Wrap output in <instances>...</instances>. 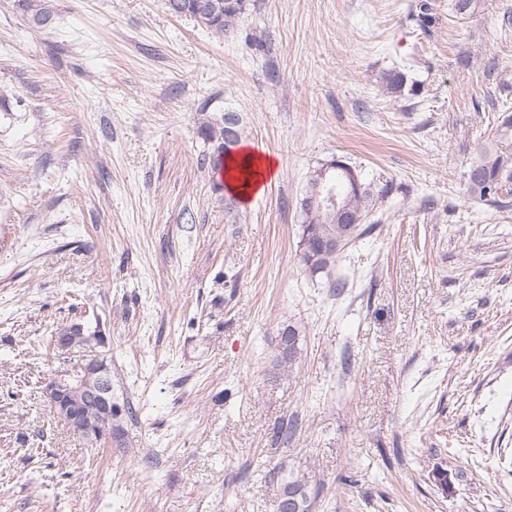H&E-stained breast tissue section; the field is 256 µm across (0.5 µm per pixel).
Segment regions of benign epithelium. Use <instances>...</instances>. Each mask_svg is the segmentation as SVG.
<instances>
[{"instance_id":"7a95c632","label":"benign epithelium","mask_w":512,"mask_h":512,"mask_svg":"<svg viewBox=\"0 0 512 512\" xmlns=\"http://www.w3.org/2000/svg\"><path fill=\"white\" fill-rule=\"evenodd\" d=\"M90 345L104 341L101 329L82 322H68L58 326L52 335V347L65 354L72 350L76 339ZM43 393L53 414L66 420L71 430L83 431V411L80 407H94L101 419L88 429L100 441L112 444V381L107 366L100 357H91L72 363L43 383Z\"/></svg>"}]
</instances>
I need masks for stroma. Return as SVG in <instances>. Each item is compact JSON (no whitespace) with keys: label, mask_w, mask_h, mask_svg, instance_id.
I'll use <instances>...</instances> for the list:
<instances>
[{"label":"stroma","mask_w":512,"mask_h":512,"mask_svg":"<svg viewBox=\"0 0 512 512\" xmlns=\"http://www.w3.org/2000/svg\"><path fill=\"white\" fill-rule=\"evenodd\" d=\"M415 2L248 0L219 38L164 0H55L46 30L0 0V512H275L296 478L316 512H512V206L464 180L512 103V0H433L426 31ZM227 110L275 162L234 223L198 135ZM335 157L375 229L313 276ZM82 317L136 409L100 450L42 392ZM82 338L90 345L104 341L100 328H91L82 322H68L58 326L52 335V347L55 351L66 354L72 350L76 339ZM288 334L287 336L282 331L280 336V341L278 343V353L275 356L274 367H282L283 365L288 364V366H292L293 361L298 353V336L299 330L292 325H288V328L284 329Z\"/></svg>","instance_id":"stroma-1"}]
</instances>
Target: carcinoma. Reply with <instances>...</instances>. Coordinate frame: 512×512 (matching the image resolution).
Returning a JSON list of instances; mask_svg holds the SVG:
<instances>
[{
  "label": "carcinoma",
  "mask_w": 512,
  "mask_h": 512,
  "mask_svg": "<svg viewBox=\"0 0 512 512\" xmlns=\"http://www.w3.org/2000/svg\"><path fill=\"white\" fill-rule=\"evenodd\" d=\"M167 10L175 16L193 19L210 32L222 36L234 31L247 0H165ZM29 24L45 29L55 16L53 0H21ZM198 134L212 152L231 156L224 150L225 120L210 118L202 122ZM347 163L340 164L335 176L326 184H319L315 174H310L308 189L302 200L303 224L300 239L299 261L312 276L329 273L345 247L364 236L363 227L372 204L370 190L363 183L354 182L346 174ZM466 191L469 196L497 207H507L512 202V191L502 193V183L512 180V109L505 108L498 117L495 134L470 163L466 174ZM344 239L342 247H328L326 243ZM287 335L280 337L274 366L291 365L298 353L299 330L290 325ZM318 494L295 479L283 483L278 491L275 507L288 502L292 512H314Z\"/></svg>",
  "instance_id": "carcinoma-1"
}]
</instances>
